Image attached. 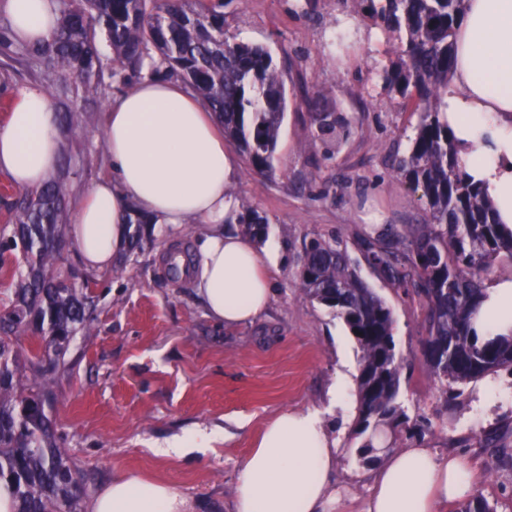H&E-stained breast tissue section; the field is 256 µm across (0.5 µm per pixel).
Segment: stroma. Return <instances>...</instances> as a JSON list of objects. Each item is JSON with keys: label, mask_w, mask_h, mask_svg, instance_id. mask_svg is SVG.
<instances>
[{"label": "stroma", "mask_w": 512, "mask_h": 512, "mask_svg": "<svg viewBox=\"0 0 512 512\" xmlns=\"http://www.w3.org/2000/svg\"><path fill=\"white\" fill-rule=\"evenodd\" d=\"M229 29L268 48L286 69L289 94L299 100L281 129L273 174L252 172L238 158L232 192L269 220L268 236L284 262L271 302L255 321L234 329L211 319L188 280L172 278L165 258L193 246V231L174 237L149 224L138 247H124L117 265L93 292L92 335L76 333L71 364L56 390L51 414L58 445L94 497L113 477L134 471L168 481L193 512H232L236 471L264 424L283 412L324 411L335 439L333 512H365L375 466L363 465L349 431L355 407L340 408L329 390L340 373L357 375L361 351L343 319L311 301L296 285L294 257L313 237L350 239L377 216L384 224H416L422 211L392 161L406 153L417 123L382 86L390 45L371 15L352 0H230ZM354 38L337 47V21ZM312 106L353 122L357 134L340 152L325 153L310 121ZM104 95L79 125L64 131L62 169L79 192L110 172L104 144ZM361 274L392 308L396 349L411 365L402 400L424 419L411 444L439 453L462 451L475 465V497L494 512H512V374L464 385L460 405L445 407L421 347L418 304L387 287L369 268ZM196 429L213 432L211 447L178 459L157 446Z\"/></svg>", "instance_id": "1"}]
</instances>
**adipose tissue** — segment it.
Wrapping results in <instances>:
<instances>
[{
  "mask_svg": "<svg viewBox=\"0 0 512 512\" xmlns=\"http://www.w3.org/2000/svg\"><path fill=\"white\" fill-rule=\"evenodd\" d=\"M0 6L12 41L42 42L56 28L55 0ZM454 56L444 116L466 174L492 200L500 223L512 225V0H464ZM105 138L111 173L73 206L70 237L83 267H111L132 210L175 233L198 225L189 276L205 309L228 327L254 321L271 301L282 253L276 242L260 246L224 230L237 209L230 193L237 165L209 106L179 81L146 77L112 102ZM62 143L45 88L18 89L0 123V173L18 189H39L58 170ZM473 324L484 334H512V281L487 289ZM336 456L318 412L279 414L238 468L234 512H325ZM474 480L463 454L444 457L421 446L386 452L365 512H442L449 501L470 498ZM88 512H192V504L167 481L125 474L91 499Z\"/></svg>",
  "mask_w": 512,
  "mask_h": 512,
  "instance_id": "1",
  "label": "adipose tissue"
}]
</instances>
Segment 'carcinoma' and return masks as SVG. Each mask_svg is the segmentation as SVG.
<instances>
[{"instance_id":"obj_1","label":"carcinoma","mask_w":512,"mask_h":512,"mask_svg":"<svg viewBox=\"0 0 512 512\" xmlns=\"http://www.w3.org/2000/svg\"><path fill=\"white\" fill-rule=\"evenodd\" d=\"M228 2L62 0L59 25L43 43L16 46L0 26L7 59L0 74L20 65L39 77L47 65L60 86L54 110L62 125L90 111L105 70L117 91L133 78L179 79L208 104L252 169L271 173L288 112L284 72L267 48L230 32ZM355 2L375 13L392 39L384 87L418 116L411 146L393 168L418 195L423 217L419 224H365L354 244L378 277L422 308L423 357L441 395L455 400L462 384L512 375V335L484 339L471 323L501 265L512 266V226L496 221L491 200L465 175L441 118L463 0ZM311 120L317 137L338 146L354 134L336 112L317 109ZM69 196L65 177L24 194L11 234L0 239V253L20 257L14 297L0 312V480L12 489L15 512H82L85 487L48 415L73 336L79 328L91 333L95 320L90 281L78 288L60 273ZM236 224L253 240L267 235V218L249 204L238 209ZM296 268L299 288L343 318L361 350L350 431L361 458L382 444L395 447L417 425L400 400L403 358L392 309L362 279L340 237L311 239Z\"/></svg>"}]
</instances>
